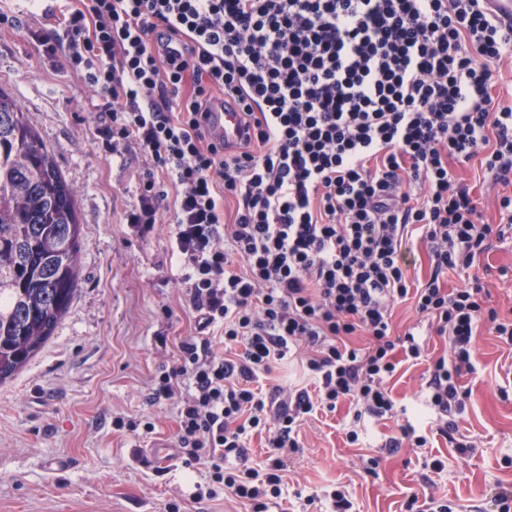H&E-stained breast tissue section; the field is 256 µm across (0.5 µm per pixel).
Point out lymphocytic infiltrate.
I'll list each match as a JSON object with an SVG mask.
<instances>
[{"mask_svg": "<svg viewBox=\"0 0 512 512\" xmlns=\"http://www.w3.org/2000/svg\"><path fill=\"white\" fill-rule=\"evenodd\" d=\"M26 3L54 21L47 52L85 67L109 98L95 127L106 148L133 143L150 160L128 224L149 234L172 204L171 255L186 268L197 333L179 342L149 400L178 401L185 464L213 483L196 484L194 499L220 484L250 512H269L306 415L342 401L358 422L392 415L396 352L424 353L414 332L391 334V309L409 298L449 343L426 404L450 434L478 327L493 323L512 346V321L487 306L481 285H443L502 234L476 222L451 167L477 157L493 183L512 184V106L491 96L512 59V27L483 0ZM227 98L246 128L232 149L203 125ZM417 238L431 263L422 282L408 275ZM359 332L367 351L346 344ZM216 337L227 356L214 352ZM300 346L317 396L256 388ZM255 431L267 434V464L227 461Z\"/></svg>", "mask_w": 512, "mask_h": 512, "instance_id": "lymphocytic-infiltrate-1", "label": "lymphocytic infiltrate"}]
</instances>
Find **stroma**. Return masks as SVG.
<instances>
[{
  "mask_svg": "<svg viewBox=\"0 0 512 512\" xmlns=\"http://www.w3.org/2000/svg\"><path fill=\"white\" fill-rule=\"evenodd\" d=\"M54 32L44 18L18 14L0 0V90L20 102L24 116L53 152L76 189L81 224L80 288L41 350L12 379L0 384V512H247L233 497L194 501L199 472L176 454L156 468L148 454L158 439L175 440L177 399L157 404L148 396L170 365L177 345L195 333L194 312L180 268L170 258L174 228L159 212L145 237L124 222L149 165L136 145L106 151L97 138L95 112L106 109L86 81L47 53ZM467 183L480 221L499 222L506 189L481 180L479 160L455 165ZM479 256L469 272H448L447 287L481 283L500 317L512 316V226ZM476 370L459 380L471 396L455 417L452 435L420 424L423 447H387L398 430L389 418L350 442L349 402L316 411L300 429L301 448L285 458L278 512H327L325 494L341 489L351 512H404L410 497L450 501L453 512H494L492 490L512 486V348L490 325L476 338ZM446 341L428 340V358L401 363L387 383L408 418L426 409L430 360L449 356ZM153 423L138 435L115 418ZM379 466L367 473L368 459ZM442 472L431 468L433 460ZM315 504H307V497Z\"/></svg>",
  "mask_w": 512,
  "mask_h": 512,
  "instance_id": "obj_1",
  "label": "stroma"
}]
</instances>
